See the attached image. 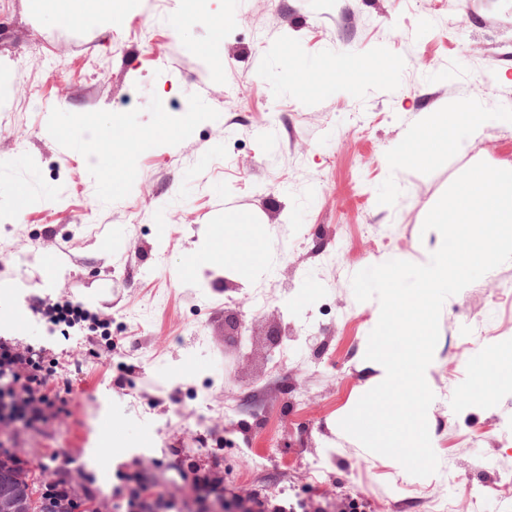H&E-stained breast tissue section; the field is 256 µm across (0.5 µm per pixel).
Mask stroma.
<instances>
[{"label": "stroma", "instance_id": "obj_1", "mask_svg": "<svg viewBox=\"0 0 512 512\" xmlns=\"http://www.w3.org/2000/svg\"><path fill=\"white\" fill-rule=\"evenodd\" d=\"M86 9L0 7V336L82 366L67 413L19 439L35 484L80 470L108 499L137 466L182 497L178 461L200 448L229 491L287 512H512V383L477 384L487 354L512 349V299L494 293L512 261L442 307L435 474L339 427L383 375L365 358L376 302L353 275L418 262L464 170L512 169V0H100L89 23ZM462 99L489 115L466 149L395 163L423 114ZM41 300L81 305L96 331L48 333Z\"/></svg>", "mask_w": 512, "mask_h": 512}]
</instances>
